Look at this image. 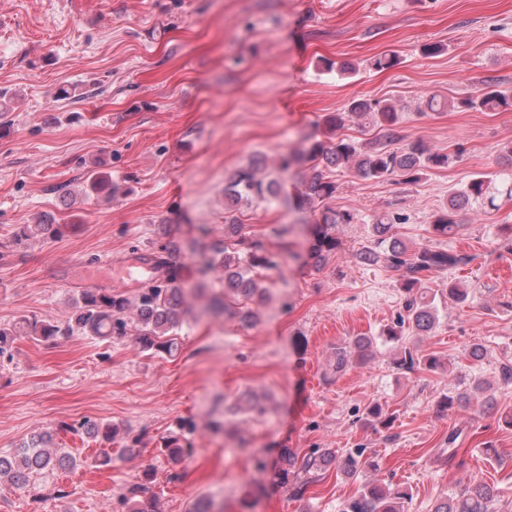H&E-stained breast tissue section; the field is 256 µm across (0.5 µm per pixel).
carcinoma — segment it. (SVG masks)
Listing matches in <instances>:
<instances>
[{
    "instance_id": "obj_1",
    "label": "carcinoma",
    "mask_w": 512,
    "mask_h": 512,
    "mask_svg": "<svg viewBox=\"0 0 512 512\" xmlns=\"http://www.w3.org/2000/svg\"><path fill=\"white\" fill-rule=\"evenodd\" d=\"M457 105L466 110H507L512 107V93L499 89L490 80L478 94L461 99ZM349 118L361 121L364 128L377 131L376 136L362 144L340 136L313 139L307 153L309 173L296 191L299 205L313 210L336 194V181L328 175L334 168H347L363 178L399 177L407 183H415L423 171L446 168L458 159L456 155L433 152L421 141L404 147L394 146L399 140L401 113L391 102L356 98L348 103L344 112L327 117L325 123L338 130ZM88 183L96 193L112 188L110 175L99 170H90ZM487 190L488 181L484 175L475 174L463 190L450 193L447 205L431 224L433 233L446 238L458 235L463 229L456 219L458 211L486 198ZM283 192L279 175L269 169L263 158L230 173L224 179V238L204 243L199 249L200 272L204 275L212 271L222 272L224 312L238 318L244 326L257 321L258 307L267 299L268 287L264 284L263 272L278 267L279 259L288 254L292 242L288 239L286 224L272 230V242L261 236L246 235L238 213L244 206L271 205ZM401 220V214L394 211L375 215L371 224V244L353 255V260L364 267L383 266L396 274L403 291L402 311L383 335L397 342L407 331L422 335L437 324L435 297L422 287L429 275L457 270L474 260V255L462 250L427 246L409 248L393 233L394 224ZM352 221L351 213L336 212L327 207L321 211L320 218L309 225L308 255L314 266L323 265L326 258L340 248L337 226ZM56 233L58 228L53 221L45 219L38 224L26 225L17 237H48ZM174 253L169 243L151 253L149 260L153 274L141 282L131 298L115 290L89 288L80 295L76 309L63 325L22 317L10 326H1L0 367L4 362L12 361L13 345L19 338L57 345L76 333L102 343L132 336L145 351L160 356L176 355L179 351L177 331L186 322L188 309L184 308L183 266L174 260ZM374 344L371 336H353L337 345L333 363L336 372L365 365L373 355ZM422 364L435 368L438 360L432 356L420 357L409 348L395 360L398 368L407 371ZM476 394L483 395L484 403L493 406L491 385L481 377L474 378L470 388L463 392L448 393L443 402L448 408H466ZM366 419L376 427L387 428L392 423V417L378 404L367 409ZM62 429L73 434L83 432L109 444L120 438L124 449L129 451L138 442L134 437L120 436V429L115 425L90 419L65 423ZM184 429L181 425L179 431L161 438L160 451L172 459L189 453L190 443L182 433ZM363 453L362 448L354 449L338 470L346 476L357 475ZM335 458L336 453L329 448H317L303 455L294 448H281L278 472L285 480L290 475L303 476L294 490V495L301 497ZM75 465L76 459L59 447L52 436L38 434L13 454L0 455V481L25 488L34 473ZM154 481V472L148 470L141 482L128 486L118 499L120 512H158ZM408 498V490L400 484L366 482L343 506L342 512H404ZM499 498V488L477 480L460 495L450 492L440 496L433 512H495L494 505Z\"/></svg>"
}]
</instances>
